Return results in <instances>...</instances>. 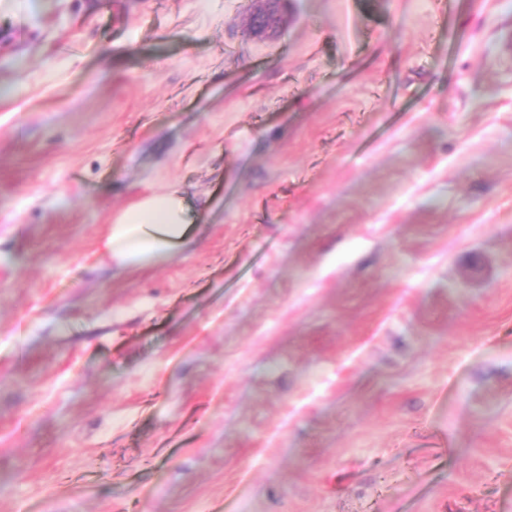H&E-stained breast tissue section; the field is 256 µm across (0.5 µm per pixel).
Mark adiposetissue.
Returning <instances> with one entry per match:
<instances>
[{
	"instance_id": "adipose-tissue-1",
	"label": "adipose tissue",
	"mask_w": 512,
	"mask_h": 512,
	"mask_svg": "<svg viewBox=\"0 0 512 512\" xmlns=\"http://www.w3.org/2000/svg\"><path fill=\"white\" fill-rule=\"evenodd\" d=\"M190 214L178 189L146 196L113 222L105 246L122 263L163 260L188 238Z\"/></svg>"
}]
</instances>
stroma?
<instances>
[{"mask_svg":"<svg viewBox=\"0 0 512 512\" xmlns=\"http://www.w3.org/2000/svg\"><path fill=\"white\" fill-rule=\"evenodd\" d=\"M255 8L0 0V512H512V0ZM263 7L250 16L247 30L251 37H263L273 34L279 22L281 6L286 0H259ZM190 214L180 190L146 196L113 221L105 246L120 263L163 260L189 236Z\"/></svg>","mask_w":512,"mask_h":512,"instance_id":"35a3bbf8","label":"stroma"}]
</instances>
